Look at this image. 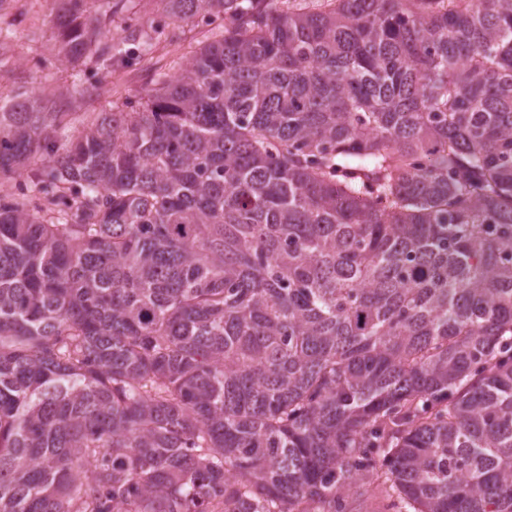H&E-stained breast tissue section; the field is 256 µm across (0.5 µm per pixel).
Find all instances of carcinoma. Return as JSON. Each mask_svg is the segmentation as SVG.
<instances>
[{
    "label": "carcinoma",
    "instance_id": "cac0c4a2",
    "mask_svg": "<svg viewBox=\"0 0 512 512\" xmlns=\"http://www.w3.org/2000/svg\"><path fill=\"white\" fill-rule=\"evenodd\" d=\"M161 3L141 108L0 97V512H512V0Z\"/></svg>",
    "mask_w": 512,
    "mask_h": 512
}]
</instances>
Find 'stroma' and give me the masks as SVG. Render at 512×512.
Instances as JSON below:
<instances>
[{
    "instance_id": "35a3bbf8",
    "label": "stroma",
    "mask_w": 512,
    "mask_h": 512,
    "mask_svg": "<svg viewBox=\"0 0 512 512\" xmlns=\"http://www.w3.org/2000/svg\"><path fill=\"white\" fill-rule=\"evenodd\" d=\"M59 9L58 0H9L0 10V34L7 37L12 68L0 81L1 93L19 86L53 95L68 112H107L138 102L157 72H178L213 39L210 27L198 20L168 17L159 0H121L112 36L129 25L158 26L165 29L166 39L126 62L60 66L49 59Z\"/></svg>"
}]
</instances>
